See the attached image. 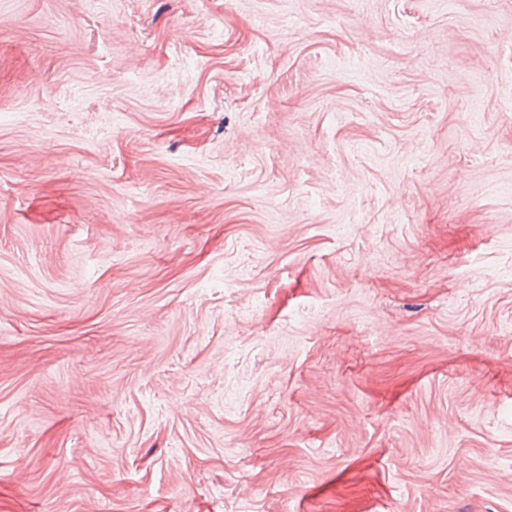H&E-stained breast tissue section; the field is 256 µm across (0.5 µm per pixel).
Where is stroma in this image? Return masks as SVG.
<instances>
[{
    "instance_id": "35a3bbf8",
    "label": "stroma",
    "mask_w": 512,
    "mask_h": 512,
    "mask_svg": "<svg viewBox=\"0 0 512 512\" xmlns=\"http://www.w3.org/2000/svg\"><path fill=\"white\" fill-rule=\"evenodd\" d=\"M0 512H512V0H0Z\"/></svg>"
}]
</instances>
